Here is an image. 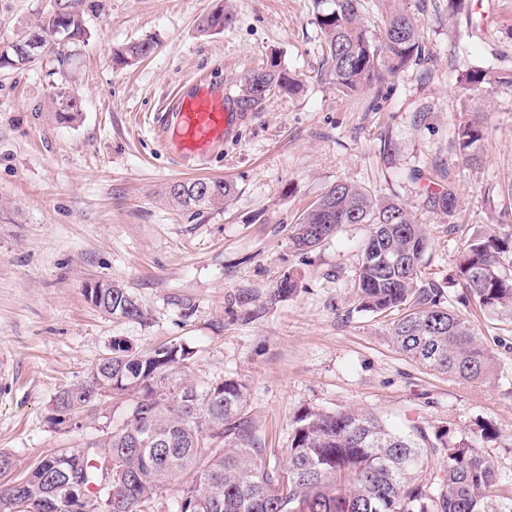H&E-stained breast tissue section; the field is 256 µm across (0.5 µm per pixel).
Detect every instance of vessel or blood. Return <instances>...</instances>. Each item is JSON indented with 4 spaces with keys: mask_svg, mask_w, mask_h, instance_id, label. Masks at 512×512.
I'll list each match as a JSON object with an SVG mask.
<instances>
[{
    "mask_svg": "<svg viewBox=\"0 0 512 512\" xmlns=\"http://www.w3.org/2000/svg\"><path fill=\"white\" fill-rule=\"evenodd\" d=\"M244 118L207 78L197 77L169 94L154 131L164 145L173 147L182 164L197 167Z\"/></svg>",
    "mask_w": 512,
    "mask_h": 512,
    "instance_id": "obj_1",
    "label": "vessel or blood"
}]
</instances>
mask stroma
Masks as SVG:
<instances>
[{"instance_id": "35a3bbf8", "label": "stroma", "mask_w": 512, "mask_h": 512, "mask_svg": "<svg viewBox=\"0 0 512 512\" xmlns=\"http://www.w3.org/2000/svg\"><path fill=\"white\" fill-rule=\"evenodd\" d=\"M47 2L0 0V46L38 24ZM214 4L86 0L89 38L74 46L69 75L48 62L0 71V450L12 454L14 476L121 427L126 400H107L78 427L54 424L51 401L122 338L137 352L184 343L194 381L244 382L246 415L266 447H287L301 411L356 409L398 429L475 439L495 461L500 494L512 496V320L480 310L453 280L471 234L512 231L501 221L512 209V91L468 97L457 84L478 67L512 71V0H464L457 10L448 0H368L372 29L394 7L415 17L429 59L390 77L381 96L348 99L317 78L313 0H227L234 25L201 34L198 21ZM142 39L154 45L147 58L113 64L114 49ZM273 54L300 93L250 113L198 173L232 181L230 201L178 205L170 185L198 174L177 167L153 136L154 114L200 75L237 93ZM63 87L81 100L69 124L56 115ZM476 114L486 127L478 167L450 149L454 125ZM436 164L455 185L451 218L426 200ZM339 180L401 203L426 225L425 275L477 327L495 358L493 378L422 369L392 344L391 317L359 311L350 285L370 225L344 224L310 251L293 248L298 215ZM287 274L296 291L267 305ZM101 280L128 288L148 325L95 309L85 289ZM244 296L265 313L243 320Z\"/></svg>"}]
</instances>
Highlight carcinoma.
Masks as SVG:
<instances>
[{"label":"carcinoma","mask_w":512,"mask_h":512,"mask_svg":"<svg viewBox=\"0 0 512 512\" xmlns=\"http://www.w3.org/2000/svg\"><path fill=\"white\" fill-rule=\"evenodd\" d=\"M85 0L48 5L41 22L17 34L0 50V71L33 64L26 41L33 33L49 36L42 57H53L60 73L70 72L69 47L88 36ZM364 0H314L322 41L320 78L336 92L352 95L376 86L404 68L428 59L417 20L404 11L387 15L382 29H370ZM235 23L233 12L216 8L203 15L198 30L221 32ZM153 50L147 40L114 51L118 65H130ZM512 91V72L474 69L465 91L485 86ZM300 84L270 57L241 81L236 100L241 112L260 109L278 94H294ZM57 114L67 122L79 116L80 101L64 90ZM484 121L477 115L454 130L455 150L481 162ZM171 197L185 206L222 205L235 186L222 179L178 181ZM428 202L452 217L453 184L427 191ZM341 224H370L352 289L361 310L397 313L391 328L396 348L417 366L466 381L494 376L492 354L480 345L472 324L441 304V285L422 277L428 247L424 225L399 203L348 181L328 186L295 221L293 247L309 250ZM512 253V232L475 234L465 243L455 280L490 315L512 317V276L500 259ZM297 281L285 275L268 295L273 304L291 296ZM86 297L105 315L146 324L140 302L123 285L97 281ZM192 351L169 342L133 353L125 342L112 344V358L100 359L89 376L59 391L52 420L61 425L101 404L102 396L130 400L131 418L119 429L82 448L60 449L22 484L0 488V512H72L65 493L74 486L81 507L100 512L112 497V512H159V497L177 477L191 476L171 512H512V497L496 493L494 462L471 439L454 443L446 433L430 440L415 427L410 434L386 428L358 411L300 412L294 416L288 447L279 460L246 417L245 385L225 379L199 385L173 374L186 367ZM112 460V486L103 485L98 464Z\"/></svg>","instance_id":"cac0c4a2"}]
</instances>
